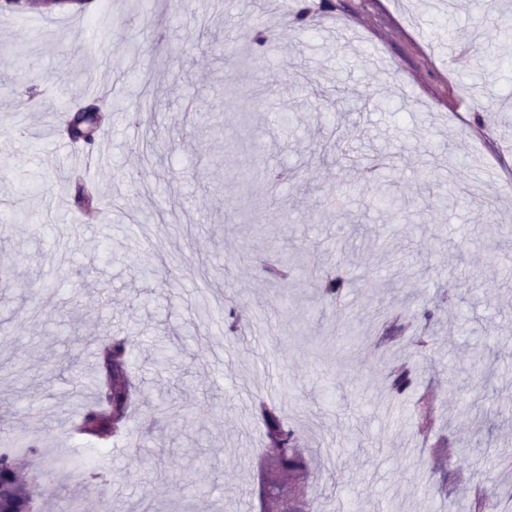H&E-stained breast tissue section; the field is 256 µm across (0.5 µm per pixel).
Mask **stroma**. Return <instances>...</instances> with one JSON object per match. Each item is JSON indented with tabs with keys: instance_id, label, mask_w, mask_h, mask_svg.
Instances as JSON below:
<instances>
[{
	"instance_id": "1",
	"label": "stroma",
	"mask_w": 512,
	"mask_h": 512,
	"mask_svg": "<svg viewBox=\"0 0 512 512\" xmlns=\"http://www.w3.org/2000/svg\"><path fill=\"white\" fill-rule=\"evenodd\" d=\"M469 3L93 0L0 17L16 49L0 59V424L40 429L19 471L39 512L75 496L83 512H264L262 403L304 461L278 512H472L485 486L512 500V109L477 102H512V65L461 87L480 58H512V29ZM88 66L112 88L91 211L64 180L69 141L16 132L63 128V70ZM452 180L492 210L456 202ZM389 190L405 221L379 205ZM284 259L287 282L269 281ZM324 270L350 279L337 303L317 294ZM129 326L127 434H73L98 344ZM396 365L414 370L400 394ZM439 437L468 447L446 461Z\"/></svg>"
}]
</instances>
